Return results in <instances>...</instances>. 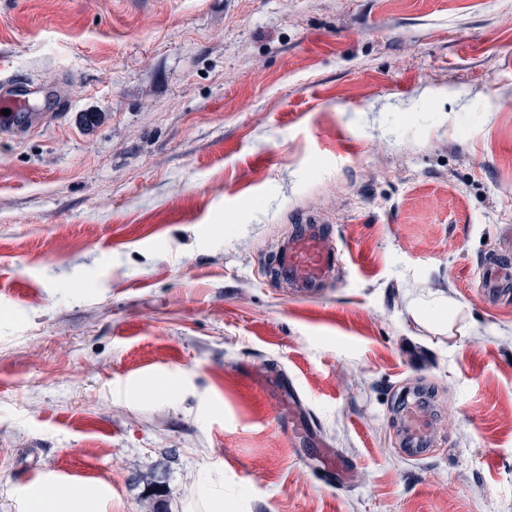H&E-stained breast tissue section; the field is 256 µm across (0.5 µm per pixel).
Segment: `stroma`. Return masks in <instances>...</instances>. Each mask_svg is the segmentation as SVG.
Listing matches in <instances>:
<instances>
[{
	"label": "stroma",
	"mask_w": 512,
	"mask_h": 512,
	"mask_svg": "<svg viewBox=\"0 0 512 512\" xmlns=\"http://www.w3.org/2000/svg\"><path fill=\"white\" fill-rule=\"evenodd\" d=\"M7 76L41 122L0 137V512L51 474L103 512H512V298L478 297L512 0H0ZM309 208L340 261L296 299ZM399 424L404 436V448L401 452L408 457H419L429 448L424 440L427 431L425 415L417 404H405L400 411ZM416 447V448H413Z\"/></svg>",
	"instance_id": "35a3bbf8"
}]
</instances>
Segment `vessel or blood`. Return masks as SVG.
Here are the masks:
<instances>
[{"instance_id":"vessel-or-blood-1","label":"vessel or blood","mask_w":512,"mask_h":512,"mask_svg":"<svg viewBox=\"0 0 512 512\" xmlns=\"http://www.w3.org/2000/svg\"><path fill=\"white\" fill-rule=\"evenodd\" d=\"M34 125L27 110V99L17 92L14 83L0 85V131L16 132ZM336 265L334 233L331 227L321 225L318 218L306 216L297 231L280 250L278 269L283 279L294 287L300 298H309L323 283ZM482 268L488 279L481 290L487 303L512 293V256L500 254L483 260ZM399 424L404 436L403 453L409 457L423 455L426 419L417 405H404Z\"/></svg>"}]
</instances>
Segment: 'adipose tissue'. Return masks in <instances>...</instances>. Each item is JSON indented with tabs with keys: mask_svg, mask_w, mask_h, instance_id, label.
I'll use <instances>...</instances> for the list:
<instances>
[{
	"mask_svg": "<svg viewBox=\"0 0 512 512\" xmlns=\"http://www.w3.org/2000/svg\"><path fill=\"white\" fill-rule=\"evenodd\" d=\"M102 496L89 487L55 484L53 491L36 485L24 491L18 512H102Z\"/></svg>",
	"mask_w": 512,
	"mask_h": 512,
	"instance_id": "adipose-tissue-1",
	"label": "adipose tissue"
}]
</instances>
